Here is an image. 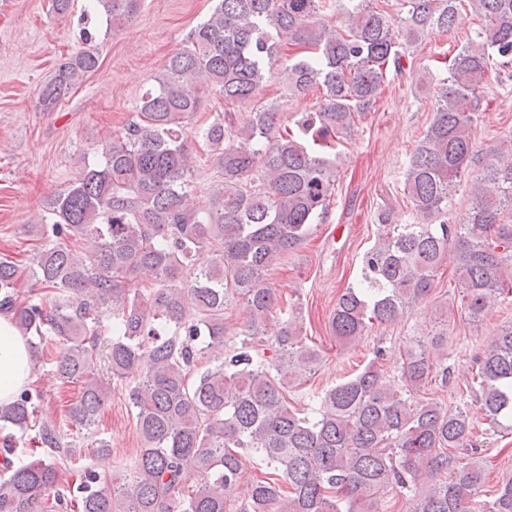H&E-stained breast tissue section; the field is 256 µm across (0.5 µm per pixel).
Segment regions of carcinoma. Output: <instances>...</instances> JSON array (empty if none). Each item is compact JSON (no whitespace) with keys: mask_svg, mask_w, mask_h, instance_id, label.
<instances>
[{"mask_svg":"<svg viewBox=\"0 0 512 512\" xmlns=\"http://www.w3.org/2000/svg\"><path fill=\"white\" fill-rule=\"evenodd\" d=\"M484 21L447 65L433 117L409 156L403 192L411 220L400 224L386 202L375 211L380 233L363 254L357 283L339 296L329 331L348 344L374 324L399 319L427 299L448 265L471 323L512 297V149L476 157L473 128L492 63L512 65V0H398L391 16L372 0H215L168 60L138 116L102 148V162L53 195L30 255L42 291L20 298L19 267L0 260V314L35 349L47 335L61 345L50 365L57 378L81 383L66 423L39 417L44 391L30 385L0 404V424L37 427L42 458L13 465L16 437L0 439V512H226L245 462L258 460L284 479L251 484L239 512H384V498L410 495V512H512V477L486 489L476 450L478 420L512 422V322L474 358L460 403L421 395L448 385V319L401 353L397 378L378 362L325 390L300 410L287 392L320 353L306 342L299 300L279 301L266 277L312 234L330 207L337 177L334 150L354 134L390 72L404 71L405 51L435 31L460 28L462 2ZM106 21L128 20L141 0H90ZM341 10L330 25L329 9ZM308 55L288 64V91L317 87L314 112L285 123L273 104L237 124L219 114L200 132L224 181L205 211L193 207L188 121L200 95L231 105L258 96L284 44ZM99 68L83 50L66 58L42 87L52 112ZM471 201L454 219L452 198L471 163ZM98 240L78 251L68 241ZM211 253L191 280L196 256ZM150 287H143V283ZM242 297L248 317L240 345L224 343V306ZM285 315L274 338L266 325ZM126 382L141 448L111 474L84 466L66 473L77 450L64 431L107 454L97 419L112 393L95 378L98 362ZM195 378H190L191 374ZM192 473L197 484L186 486Z\"/></svg>","mask_w":512,"mask_h":512,"instance_id":"1","label":"carcinoma"}]
</instances>
